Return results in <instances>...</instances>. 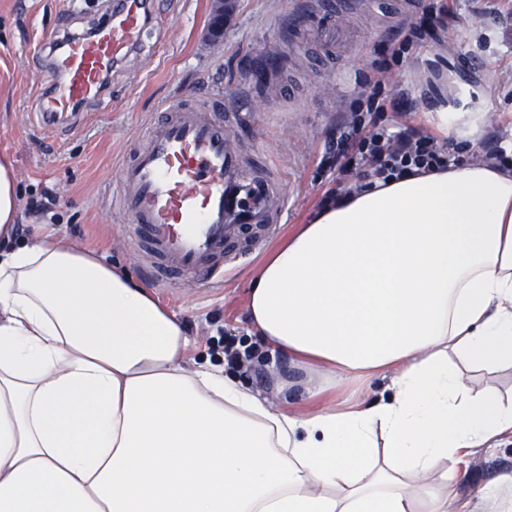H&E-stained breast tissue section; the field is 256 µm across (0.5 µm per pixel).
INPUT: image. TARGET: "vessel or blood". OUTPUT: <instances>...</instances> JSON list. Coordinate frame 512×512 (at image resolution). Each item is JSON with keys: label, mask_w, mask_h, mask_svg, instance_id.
<instances>
[{"label": "vessel or blood", "mask_w": 512, "mask_h": 512, "mask_svg": "<svg viewBox=\"0 0 512 512\" xmlns=\"http://www.w3.org/2000/svg\"><path fill=\"white\" fill-rule=\"evenodd\" d=\"M311 14L323 41L335 44L334 0H312ZM155 19L147 0H119L92 37L64 42L54 81L37 99L43 129L54 131L75 105L97 96ZM162 114L124 159L113 205L146 247L153 281L223 283L226 267L254 254L279 228L287 205L282 181L265 151L249 168L235 146L237 133L254 125V112L188 100L166 103Z\"/></svg>", "instance_id": "obj_1"}]
</instances>
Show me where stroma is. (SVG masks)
<instances>
[{
    "mask_svg": "<svg viewBox=\"0 0 512 512\" xmlns=\"http://www.w3.org/2000/svg\"><path fill=\"white\" fill-rule=\"evenodd\" d=\"M161 24L152 25L140 51L112 70L102 95L85 104L88 117L74 130L41 129L29 99L48 81L53 30L82 34L108 15L109 0H0V159L19 175L18 201L56 192L46 228L94 248L112 264L141 278V257L112 207V186L123 157L147 133L164 103L222 98L257 112L249 144L272 156L288 195L282 233L309 223L323 192L333 185L320 166L328 134L341 120L374 59L380 58L418 0H359L341 21L344 35L332 52L314 28L299 30L293 13L304 0H232L221 43L209 42L210 0H156ZM453 17L442 42L420 50L392 70L391 85L408 99L427 96L415 121L448 138L463 162L483 151L512 146V0H448ZM456 107L443 126L439 114ZM493 118L482 121L485 112ZM259 252L223 288L197 293L187 280L156 286L158 301L181 319L188 369L223 366L211 343L230 332L251 343L247 303ZM385 379H346L322 400L347 408L386 393ZM448 512H470L477 495L512 475V435L473 449Z\"/></svg>",
    "mask_w": 512,
    "mask_h": 512,
    "instance_id": "35a3bbf8",
    "label": "stroma"
}]
</instances>
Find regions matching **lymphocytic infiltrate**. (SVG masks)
<instances>
[{"label": "lymphocytic infiltrate", "mask_w": 512, "mask_h": 512, "mask_svg": "<svg viewBox=\"0 0 512 512\" xmlns=\"http://www.w3.org/2000/svg\"><path fill=\"white\" fill-rule=\"evenodd\" d=\"M448 0H426L418 17L406 19L402 37L388 58L375 62L349 112L336 127L322 160L337 168L336 187L318 199L317 209L368 189L369 179H402L447 170L451 163L446 139L429 127L386 123L389 112H401L403 97L387 84L388 73L410 52L436 40L438 29L448 25Z\"/></svg>", "instance_id": "obj_1"}]
</instances>
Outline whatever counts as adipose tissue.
Instances as JSON below:
<instances>
[{
    "mask_svg": "<svg viewBox=\"0 0 512 512\" xmlns=\"http://www.w3.org/2000/svg\"><path fill=\"white\" fill-rule=\"evenodd\" d=\"M249 323L287 409L188 371L181 320L51 234L0 252V512H448L471 448L512 432V175L452 167L300 225L260 266ZM386 398L312 408L337 378Z\"/></svg>",
    "mask_w": 512,
    "mask_h": 512,
    "instance_id": "adipose-tissue-1",
    "label": "adipose tissue"
}]
</instances>
